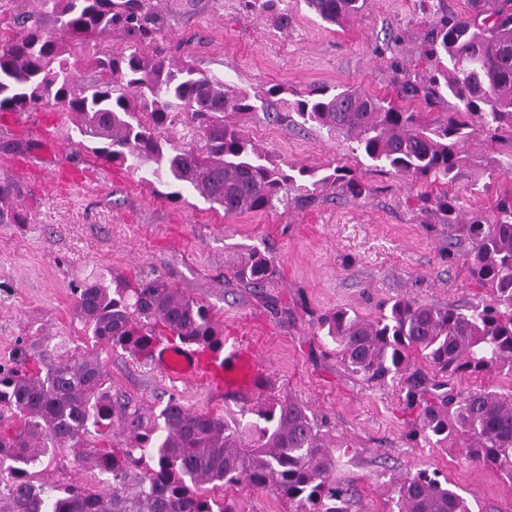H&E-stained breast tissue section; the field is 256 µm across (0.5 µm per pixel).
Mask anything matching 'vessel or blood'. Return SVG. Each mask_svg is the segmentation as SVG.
Listing matches in <instances>:
<instances>
[{"instance_id":"1","label":"vessel or blood","mask_w":512,"mask_h":512,"mask_svg":"<svg viewBox=\"0 0 512 512\" xmlns=\"http://www.w3.org/2000/svg\"><path fill=\"white\" fill-rule=\"evenodd\" d=\"M144 360L175 380H193L228 397L253 395L267 372L249 343L238 342L229 351L214 352L155 339Z\"/></svg>"}]
</instances>
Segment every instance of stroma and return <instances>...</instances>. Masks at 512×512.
Masks as SVG:
<instances>
[{"label":"stroma","instance_id":"35a3bbf8","mask_svg":"<svg viewBox=\"0 0 512 512\" xmlns=\"http://www.w3.org/2000/svg\"><path fill=\"white\" fill-rule=\"evenodd\" d=\"M148 4L166 19L149 52L223 75L257 96L254 110L226 116L241 134L276 161L348 167L369 191L351 198L319 189L298 205L293 189L287 209L227 216L198 194L171 197L167 186L81 147L73 115L42 108L21 127L0 113V183L13 187L24 216L0 224V365L18 366L21 351L63 339L100 358L115 396L156 411L173 399L192 412L233 415L290 396L334 441L335 476L353 489V512H388L396 482L419 469L447 477L472 512H512V482L468 463L460 443L437 444L419 431L415 398L447 392L421 358L398 376L368 383L348 373L317 334L319 318L339 307L372 318L388 299L461 307L487 297L463 263L449 261L448 227L419 199L436 186L370 167L348 137L299 126L293 109L299 95L321 87L398 99V72L420 77L428 69L421 38L431 15L421 0H366L339 27L323 23L303 0H288L285 29L244 0ZM43 126L69 163L67 177L51 187L57 158L37 135ZM455 190L465 210L489 213L512 194V175ZM253 248L277 270L256 290L230 276L231 264ZM153 268L211 309L224 344L255 347L268 379L254 396L227 398L173 380L140 355L93 343L76 312L78 289L131 285ZM226 498L235 512H288L286 500L267 489L236 487Z\"/></svg>","mask_w":512,"mask_h":512}]
</instances>
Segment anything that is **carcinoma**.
<instances>
[{"label":"carcinoma","mask_w":512,"mask_h":512,"mask_svg":"<svg viewBox=\"0 0 512 512\" xmlns=\"http://www.w3.org/2000/svg\"><path fill=\"white\" fill-rule=\"evenodd\" d=\"M20 32L0 41V112L50 107L76 116L80 135L100 157L156 181L196 192L226 215L288 207V190L305 180L359 197L369 187L342 167L317 170L278 164L224 121L255 108L252 96L224 77L175 66L146 52L164 19L147 0H27ZM281 27L285 0H246ZM323 22L340 26L364 0H304ZM465 14L436 12L422 53L424 83L405 75L403 97L442 99L463 108L428 119L385 96L347 88L315 90L295 102L298 118L342 133L373 166L448 186L477 161L467 144L480 132L512 145V0H468ZM113 31L127 40L117 53L97 50ZM101 73L86 84L69 67L79 47ZM185 124L204 148L172 144L158 131ZM12 188L0 183V224H14ZM434 204L448 225V249L464 245V263L489 299L464 308L395 298L366 318L346 308L324 314L318 333L336 345L340 363L367 382L408 369L418 354L436 373H512V198L492 214L465 213L444 191ZM276 268L258 250L241 255L231 277L264 288ZM76 312L97 344L142 352L162 334L185 345L221 347L210 309L151 271L133 288L92 282L78 290ZM25 370L0 366V512H235L220 493L235 486L270 489L290 512H352L353 491L336 482L335 449L307 408L293 398L260 404L238 417L194 413L169 399L159 412L112 397L99 358L63 342L26 358ZM421 431L453 439L477 465L512 482V393L488 387L448 392L420 404ZM69 449L77 467L102 479L97 487L40 478L45 458ZM397 512H471L467 500L436 472L419 470L395 488Z\"/></svg>","instance_id":"cac0c4a2"}]
</instances>
